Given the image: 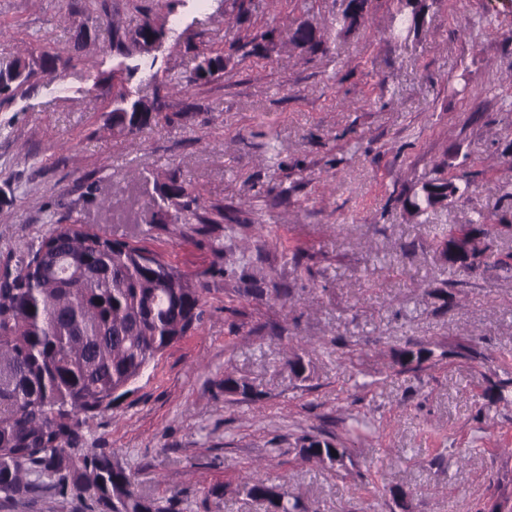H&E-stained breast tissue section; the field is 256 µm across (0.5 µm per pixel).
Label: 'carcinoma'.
I'll return each instance as SVG.
<instances>
[{
  "label": "carcinoma",
  "instance_id": "obj_1",
  "mask_svg": "<svg viewBox=\"0 0 512 512\" xmlns=\"http://www.w3.org/2000/svg\"><path fill=\"white\" fill-rule=\"evenodd\" d=\"M372 0H340L337 34L355 30ZM436 0H393L397 33L419 34ZM144 39L164 41L165 25L145 16L135 29ZM315 56L327 52L320 28L297 19L283 29L245 34L224 53L208 54L182 81L154 73L152 96H119L107 125L134 138L162 111L160 90L177 94L183 84L209 82L229 64L265 55L279 45ZM34 75V62L18 56L0 68V99L9 100ZM149 223L192 224L202 234L225 218L224 206L209 207L177 174L156 183ZM456 178L440 167L417 189L398 197L416 214L456 198ZM512 234V215L487 227L451 225L437 244L448 268L460 273L512 274V254L494 252L495 234ZM205 285L177 269L162 254L88 224L57 222L17 269L0 274V500L23 505L40 492L74 496L96 512H178L176 497L162 505L140 493L133 474L112 459V451L85 447L86 419L105 413L127 396L148 366L202 325ZM433 357L427 344L395 351L401 369H420ZM297 378L309 363L294 352L286 361ZM224 393L248 399L251 385L224 375ZM295 445L303 456L338 470L350 457L347 445L330 436L303 435ZM246 496L267 512H304L286 485L255 472L245 477Z\"/></svg>",
  "mask_w": 512,
  "mask_h": 512
}]
</instances>
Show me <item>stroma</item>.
<instances>
[{"label": "stroma", "mask_w": 512, "mask_h": 512, "mask_svg": "<svg viewBox=\"0 0 512 512\" xmlns=\"http://www.w3.org/2000/svg\"><path fill=\"white\" fill-rule=\"evenodd\" d=\"M0 0V67L69 49L0 103V272L52 223L142 241L205 283L206 316L111 410L87 419L139 491L180 512H264L238 487L260 472L308 512H492L512 505V277L460 274L436 250L449 225L512 209V0H436L418 36L394 37L391 0L326 56L277 50L170 97L135 139L106 125L116 94L151 73L189 76L210 47L275 23L332 24L336 0H253L247 17L195 0ZM176 25L114 79L113 33L143 16ZM86 46L73 51L77 31ZM474 172L460 198L423 214L397 195L434 164ZM177 173L234 222L211 234L150 224L156 183ZM111 211L86 195L91 182ZM291 289L296 305L285 304ZM443 288L447 298L435 296ZM477 337L479 358L399 371L409 343ZM305 343L306 379L285 364ZM256 396L225 394V373ZM304 434L343 439L333 471L302 456Z\"/></svg>", "instance_id": "obj_1"}]
</instances>
